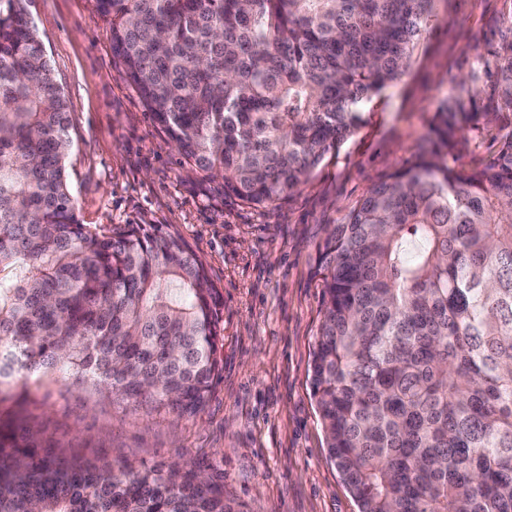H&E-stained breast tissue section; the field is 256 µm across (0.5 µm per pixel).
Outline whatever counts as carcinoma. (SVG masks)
I'll return each instance as SVG.
<instances>
[{"label": "carcinoma", "instance_id": "obj_1", "mask_svg": "<svg viewBox=\"0 0 512 512\" xmlns=\"http://www.w3.org/2000/svg\"><path fill=\"white\" fill-rule=\"evenodd\" d=\"M0 0V377L71 384L192 417L222 369V299L171 224H82L63 89L27 9ZM436 0H94L112 54L181 166L266 208L356 134L409 69ZM512 111V45L497 65ZM476 113L318 245L311 390L359 512H512V130L448 166ZM0 413V512H240L224 473L36 457Z\"/></svg>", "mask_w": 512, "mask_h": 512}]
</instances>
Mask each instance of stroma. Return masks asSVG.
I'll return each instance as SVG.
<instances>
[{"instance_id": "1", "label": "stroma", "mask_w": 512, "mask_h": 512, "mask_svg": "<svg viewBox=\"0 0 512 512\" xmlns=\"http://www.w3.org/2000/svg\"><path fill=\"white\" fill-rule=\"evenodd\" d=\"M30 11L68 104L69 182L84 224H170L224 298L223 370L191 419L74 388L58 375L0 381V409L37 417L57 462L220 466L245 512H359L333 462L310 386L321 319L317 245L356 201L409 166L441 102L470 81L476 118L454 153L480 166L512 126L499 113L496 63L512 44V0H439L400 80L365 102V124L307 182L257 210L184 168L113 59L93 0H33Z\"/></svg>"}]
</instances>
